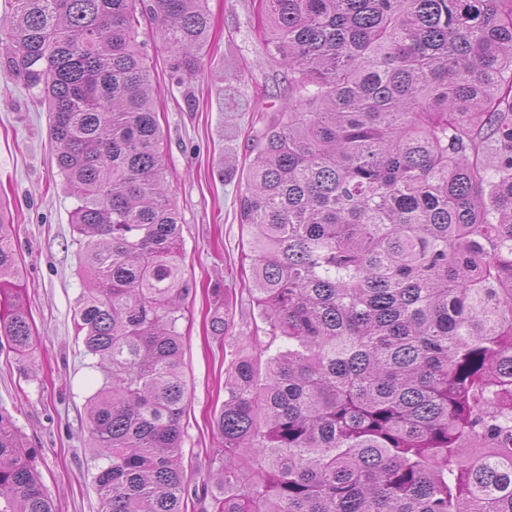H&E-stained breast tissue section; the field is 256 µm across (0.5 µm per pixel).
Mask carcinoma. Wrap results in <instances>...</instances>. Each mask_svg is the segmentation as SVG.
I'll use <instances>...</instances> for the list:
<instances>
[{
  "label": "carcinoma",
  "mask_w": 512,
  "mask_h": 512,
  "mask_svg": "<svg viewBox=\"0 0 512 512\" xmlns=\"http://www.w3.org/2000/svg\"><path fill=\"white\" fill-rule=\"evenodd\" d=\"M288 102L239 224L262 326L234 341L207 481L183 466L194 285L144 19L200 70L208 0H15L0 70L47 105L90 281L74 317L101 512H512V0H253ZM0 207V334L32 344ZM224 305L211 317L224 343ZM0 512H53L0 408Z\"/></svg>",
  "instance_id": "carcinoma-1"
}]
</instances>
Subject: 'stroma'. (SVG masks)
<instances>
[{
  "label": "stroma",
  "instance_id": "35a3bbf8",
  "mask_svg": "<svg viewBox=\"0 0 512 512\" xmlns=\"http://www.w3.org/2000/svg\"><path fill=\"white\" fill-rule=\"evenodd\" d=\"M209 7L213 36L201 72L189 83L171 80L173 55L150 25L139 35L159 90L170 192L181 214L186 270L196 283L181 328L187 384L183 465L197 484L209 474L211 420L224 402L230 362L211 336L210 308L220 298L230 302L229 335L245 336L255 327L238 221L240 175L252 159L247 135L258 113L275 112L288 97L281 68L252 33L251 0H209ZM0 205L14 226L35 334L22 358L0 345V407L36 449L54 512H101L84 406L102 376L91 368L73 327L84 291L83 245L71 224L77 200L57 167L37 92L6 72H0Z\"/></svg>",
  "mask_w": 512,
  "mask_h": 512
}]
</instances>
